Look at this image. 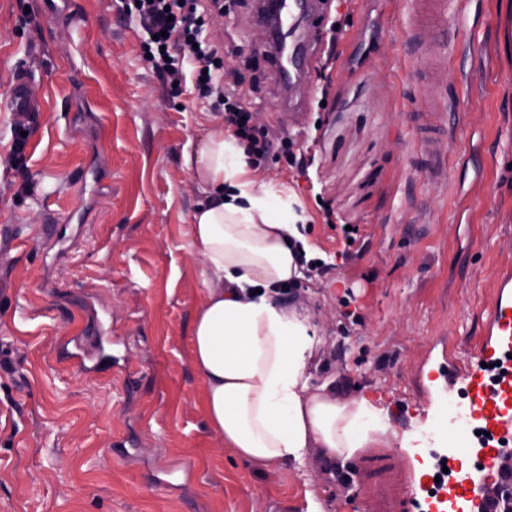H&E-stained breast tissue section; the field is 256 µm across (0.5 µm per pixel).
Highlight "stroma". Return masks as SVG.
<instances>
[{
  "instance_id": "1",
  "label": "stroma",
  "mask_w": 512,
  "mask_h": 512,
  "mask_svg": "<svg viewBox=\"0 0 512 512\" xmlns=\"http://www.w3.org/2000/svg\"><path fill=\"white\" fill-rule=\"evenodd\" d=\"M326 2L288 131L256 0H221L205 35L274 144L249 177L296 194L323 262L290 296L326 335L311 370L384 397L402 432L424 415L416 391L443 338L467 351L512 264V16L507 0H472L428 85L410 0ZM144 39L134 0H0V103L17 70L41 103L24 129L0 107V499L15 512H306L311 492L336 512L348 490L318 456L304 476L259 472L206 426L190 342L202 264L185 237L202 193L185 160L224 116L194 79L164 84ZM425 95L452 108L436 160L413 140Z\"/></svg>"
}]
</instances>
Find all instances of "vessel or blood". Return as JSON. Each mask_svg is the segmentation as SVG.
<instances>
[{
    "instance_id": "vessel-or-blood-1",
    "label": "vessel or blood",
    "mask_w": 512,
    "mask_h": 512,
    "mask_svg": "<svg viewBox=\"0 0 512 512\" xmlns=\"http://www.w3.org/2000/svg\"><path fill=\"white\" fill-rule=\"evenodd\" d=\"M468 0H414L408 16L410 36L433 27L443 40L419 44L415 55L424 64L425 83L437 81L447 63L457 28L449 16L463 18ZM319 0H270L262 17L274 35L268 57L273 71L290 78L298 65H312L316 51ZM302 47V54L284 60L278 50L282 40ZM19 121L35 119L41 105L30 94V80L15 74L9 96L0 104ZM425 112L435 117L428 127L416 128L414 139L429 154L447 145L448 106L429 100ZM485 326L476 341V355L461 359L458 349L443 342L438 367L446 374L439 397L446 401L427 430L446 443L445 458L454 469L438 478H417L416 467L400 462L395 453L372 454L360 461L348 484L358 512H501V497L512 490V459L504 450L512 445V369L500 367L512 355V267L500 273L493 297L484 309ZM463 385L469 398L465 411L450 406V390Z\"/></svg>"
}]
</instances>
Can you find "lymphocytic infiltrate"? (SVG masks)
<instances>
[{
	"label": "lymphocytic infiltrate",
	"mask_w": 512,
	"mask_h": 512,
	"mask_svg": "<svg viewBox=\"0 0 512 512\" xmlns=\"http://www.w3.org/2000/svg\"><path fill=\"white\" fill-rule=\"evenodd\" d=\"M202 0H136L147 37L143 52L154 70L176 83L182 77L181 62H191L197 88L210 97L214 110L223 112L225 125L241 140L252 167L272 150L266 136L260 134L247 105L243 102L237 80L220 74L217 52L203 35L208 23L201 8Z\"/></svg>",
	"instance_id": "1"
}]
</instances>
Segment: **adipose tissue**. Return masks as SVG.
Masks as SVG:
<instances>
[{"mask_svg": "<svg viewBox=\"0 0 512 512\" xmlns=\"http://www.w3.org/2000/svg\"><path fill=\"white\" fill-rule=\"evenodd\" d=\"M245 157L234 135L212 132L193 169L203 198L185 235L203 263L204 295L190 338L210 432L258 471L306 469L314 451L342 463L364 448L410 447L382 397L313 382L325 338L308 310L280 293L304 276L301 204L287 186L250 179Z\"/></svg>", "mask_w": 512, "mask_h": 512, "instance_id": "1", "label": "adipose tissue"}]
</instances>
